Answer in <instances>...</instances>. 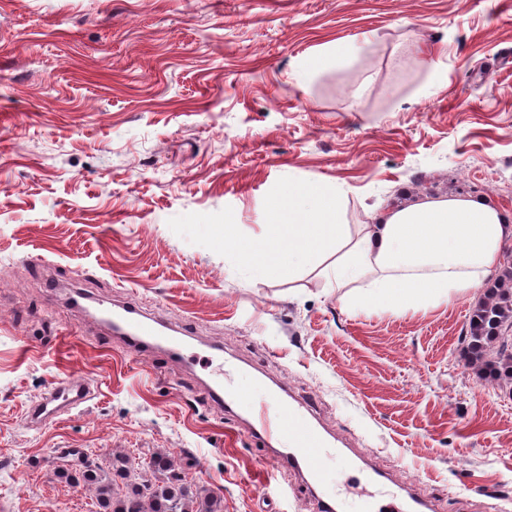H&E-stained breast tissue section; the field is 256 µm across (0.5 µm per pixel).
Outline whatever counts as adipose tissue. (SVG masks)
Listing matches in <instances>:
<instances>
[{"instance_id":"adipose-tissue-1","label":"adipose tissue","mask_w":512,"mask_h":512,"mask_svg":"<svg viewBox=\"0 0 512 512\" xmlns=\"http://www.w3.org/2000/svg\"><path fill=\"white\" fill-rule=\"evenodd\" d=\"M345 195L317 183L291 190L287 203L274 204L259 245L238 246L228 224L224 249L261 277L312 274L344 308L400 316L485 287L512 242V212L487 200L428 197L351 224Z\"/></svg>"}]
</instances>
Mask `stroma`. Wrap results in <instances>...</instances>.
Segmentation results:
<instances>
[{
    "mask_svg": "<svg viewBox=\"0 0 512 512\" xmlns=\"http://www.w3.org/2000/svg\"><path fill=\"white\" fill-rule=\"evenodd\" d=\"M314 180L348 187L352 224L448 194L512 210V0H0V499L98 512L57 471L165 453L224 512L359 507L335 461L316 488L275 472L243 421L265 381L439 512H512V389L467 364L473 300L348 310L225 257V225L260 242ZM68 283L191 324L194 368L130 355ZM215 341L242 368L231 413L208 396ZM63 378L93 398L31 427Z\"/></svg>",
    "mask_w": 512,
    "mask_h": 512,
    "instance_id": "35a3bbf8",
    "label": "stroma"
}]
</instances>
